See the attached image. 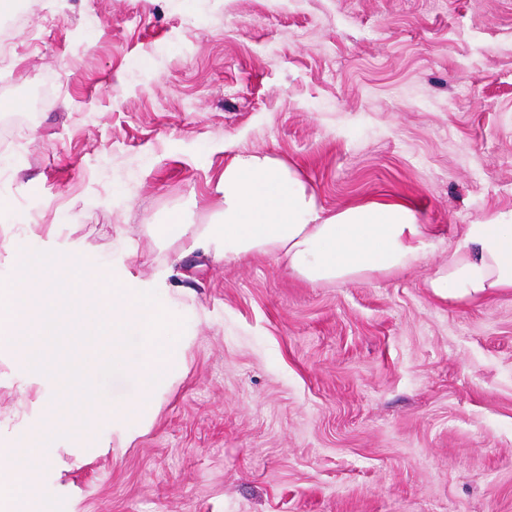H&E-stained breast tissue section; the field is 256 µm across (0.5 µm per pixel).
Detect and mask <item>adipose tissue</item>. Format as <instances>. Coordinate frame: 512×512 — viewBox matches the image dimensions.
Instances as JSON below:
<instances>
[{"label":"adipose tissue","instance_id":"ef3b65f1","mask_svg":"<svg viewBox=\"0 0 512 512\" xmlns=\"http://www.w3.org/2000/svg\"><path fill=\"white\" fill-rule=\"evenodd\" d=\"M216 190V222L175 213L157 235L227 262L269 255L311 286L399 271L435 250L436 229L420 223L415 205L384 199L326 211L296 167L266 154L230 155ZM428 286L452 303L512 290V213L465 225Z\"/></svg>","mask_w":512,"mask_h":512}]
</instances>
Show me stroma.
Masks as SVG:
<instances>
[{
  "label": "stroma",
  "mask_w": 512,
  "mask_h": 512,
  "mask_svg": "<svg viewBox=\"0 0 512 512\" xmlns=\"http://www.w3.org/2000/svg\"><path fill=\"white\" fill-rule=\"evenodd\" d=\"M0 280L37 235L161 280L181 377L128 447L40 471L33 512H512V291L427 280L512 211V0H37L0 54ZM302 168L327 210L414 203L444 247L311 287L181 255L224 145ZM33 397L0 357V445Z\"/></svg>",
  "instance_id": "stroma-1"
}]
</instances>
